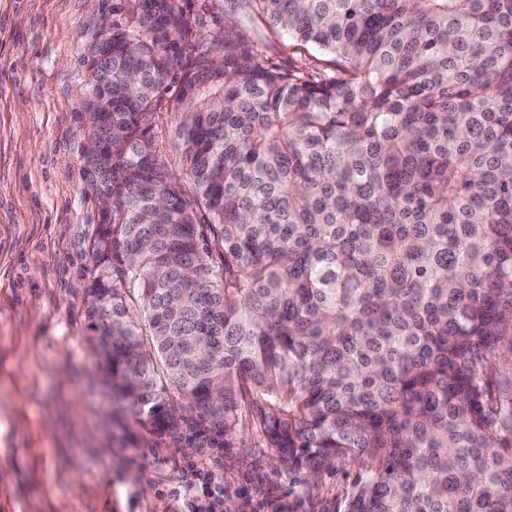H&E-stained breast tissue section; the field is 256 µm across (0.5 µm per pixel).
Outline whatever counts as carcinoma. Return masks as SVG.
<instances>
[{"label": "carcinoma", "instance_id": "carcinoma-1", "mask_svg": "<svg viewBox=\"0 0 512 512\" xmlns=\"http://www.w3.org/2000/svg\"><path fill=\"white\" fill-rule=\"evenodd\" d=\"M123 0L89 58L112 139L99 364L161 438L290 471L367 462L345 512H512V0ZM185 198L146 122L165 75ZM187 14L192 16L193 35L192 43L210 42L224 35L225 29H233L245 36L247 40H253L261 29L257 21L246 22L237 14L224 11V0H209L205 10L201 5L204 0H184ZM287 37L272 36L270 39L265 41L264 51L266 54L273 58L275 61H283L288 65V56L292 57L293 61L298 62H309L304 52L301 54H293V49L290 47Z\"/></svg>", "mask_w": 512, "mask_h": 512}]
</instances>
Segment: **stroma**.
Masks as SVG:
<instances>
[{"mask_svg":"<svg viewBox=\"0 0 512 512\" xmlns=\"http://www.w3.org/2000/svg\"><path fill=\"white\" fill-rule=\"evenodd\" d=\"M120 0H0V512H184L197 474L224 492L214 512H344L364 476H318L260 448L176 450L115 407L96 363L91 246L99 207L85 171L86 60ZM193 41L260 26L224 0H184ZM174 77L150 134L186 198Z\"/></svg>","mask_w":512,"mask_h":512,"instance_id":"1","label":"stroma"}]
</instances>
